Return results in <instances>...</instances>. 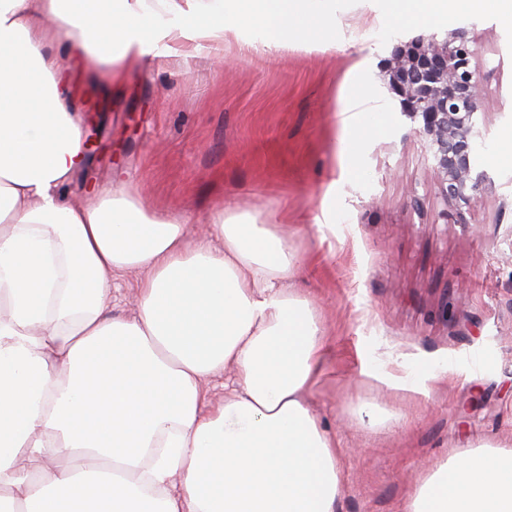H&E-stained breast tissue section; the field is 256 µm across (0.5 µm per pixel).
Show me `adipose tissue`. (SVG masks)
<instances>
[{
	"label": "adipose tissue",
	"instance_id": "adipose-tissue-1",
	"mask_svg": "<svg viewBox=\"0 0 512 512\" xmlns=\"http://www.w3.org/2000/svg\"><path fill=\"white\" fill-rule=\"evenodd\" d=\"M414 23L512 0H414ZM338 0H0V512H335L342 452L311 410L328 340L289 285L300 257L275 224L159 216L136 189L78 204L86 159L73 74L99 91L141 59L278 46ZM139 271L134 316L108 305ZM233 368L223 401L205 381ZM402 512H512V447L426 470Z\"/></svg>",
	"mask_w": 512,
	"mask_h": 512
}]
</instances>
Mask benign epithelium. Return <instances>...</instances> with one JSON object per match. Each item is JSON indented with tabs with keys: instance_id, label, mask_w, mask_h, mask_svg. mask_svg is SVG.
I'll return each mask as SVG.
<instances>
[{
	"instance_id": "1",
	"label": "benign epithelium",
	"mask_w": 512,
	"mask_h": 512,
	"mask_svg": "<svg viewBox=\"0 0 512 512\" xmlns=\"http://www.w3.org/2000/svg\"><path fill=\"white\" fill-rule=\"evenodd\" d=\"M474 55L467 32L457 28L441 40L433 34L398 46L387 62L390 85L402 98L404 112L420 120L414 133L427 144L452 207L443 213L447 221H463V209L488 190L486 175L472 165L475 115L483 103L480 77L471 68Z\"/></svg>"
}]
</instances>
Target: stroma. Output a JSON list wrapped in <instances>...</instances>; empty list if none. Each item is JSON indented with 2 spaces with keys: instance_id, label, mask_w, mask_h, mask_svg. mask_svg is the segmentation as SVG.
Listing matches in <instances>:
<instances>
[{
  "instance_id": "35a3bbf8",
  "label": "stroma",
  "mask_w": 512,
  "mask_h": 512,
  "mask_svg": "<svg viewBox=\"0 0 512 512\" xmlns=\"http://www.w3.org/2000/svg\"><path fill=\"white\" fill-rule=\"evenodd\" d=\"M381 0H344L316 48L201 44L191 57L143 61L113 86L112 107L75 81L99 115L104 161L67 198L136 186L159 214L188 211L191 234L218 210L281 225L300 256L292 287L319 308L328 338L307 400L339 441L344 482L336 512H400L422 471L477 442L512 444V165L491 155L512 133V29L494 14L419 28L378 16ZM462 27L485 90L474 168L494 190L444 223L446 200L424 142L385 74L395 45ZM378 122L348 173L342 113L356 86ZM370 361L376 376L362 373ZM446 367L420 391L406 381ZM386 410L371 432L359 406Z\"/></svg>"
}]
</instances>
